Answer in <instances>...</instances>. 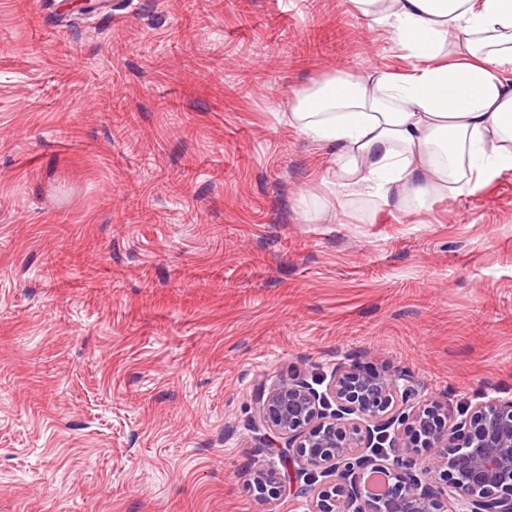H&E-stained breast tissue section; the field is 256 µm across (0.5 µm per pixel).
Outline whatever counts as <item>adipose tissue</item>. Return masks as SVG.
<instances>
[{"label":"adipose tissue","instance_id":"1","mask_svg":"<svg viewBox=\"0 0 512 512\" xmlns=\"http://www.w3.org/2000/svg\"><path fill=\"white\" fill-rule=\"evenodd\" d=\"M411 63L329 77L300 91L285 119L326 152L331 200L395 206L478 192L512 168V0H350Z\"/></svg>","mask_w":512,"mask_h":512}]
</instances>
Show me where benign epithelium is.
I'll use <instances>...</instances> for the list:
<instances>
[{
  "label": "benign epithelium",
  "instance_id": "7a95c632",
  "mask_svg": "<svg viewBox=\"0 0 512 512\" xmlns=\"http://www.w3.org/2000/svg\"><path fill=\"white\" fill-rule=\"evenodd\" d=\"M253 404L283 467L253 472L259 498L286 487L306 512H512V398L451 412L405 370L344 359L327 383L260 381Z\"/></svg>",
  "mask_w": 512,
  "mask_h": 512
}]
</instances>
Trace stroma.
<instances>
[{"label":"stroma","instance_id":"1","mask_svg":"<svg viewBox=\"0 0 512 512\" xmlns=\"http://www.w3.org/2000/svg\"><path fill=\"white\" fill-rule=\"evenodd\" d=\"M407 68L349 0H0V512H304L252 389L348 357L512 397V169L307 218L283 112Z\"/></svg>","mask_w":512,"mask_h":512}]
</instances>
